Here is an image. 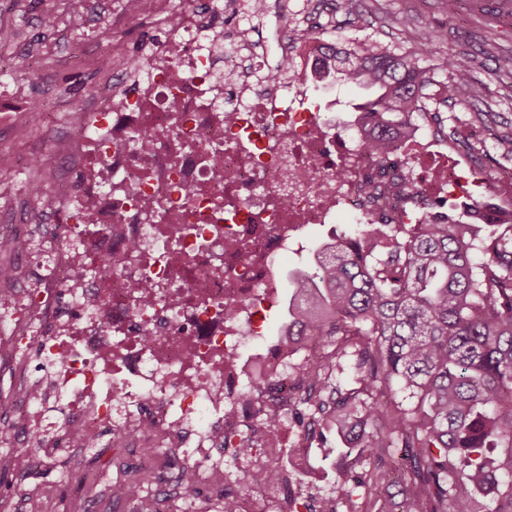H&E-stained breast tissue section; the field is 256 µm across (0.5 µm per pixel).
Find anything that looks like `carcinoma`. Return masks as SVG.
Masks as SVG:
<instances>
[{
    "instance_id": "obj_1",
    "label": "carcinoma",
    "mask_w": 512,
    "mask_h": 512,
    "mask_svg": "<svg viewBox=\"0 0 512 512\" xmlns=\"http://www.w3.org/2000/svg\"><path fill=\"white\" fill-rule=\"evenodd\" d=\"M403 54L376 41L336 43L324 78L371 94L368 147L411 133L426 114L427 48L446 39L422 27ZM477 57L450 55L455 74ZM445 97L473 95L462 79ZM314 259L287 274L285 318L274 350L294 353L306 338L321 356L300 364L286 408H268L254 429L271 444L281 427L341 444L325 500L361 512H512V217L474 224H364L320 243ZM250 395L271 386L254 361Z\"/></svg>"
}]
</instances>
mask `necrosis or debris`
Returning <instances> with one entry per match:
<instances>
[{"instance_id": "1", "label": "necrosis or debris", "mask_w": 512, "mask_h": 512, "mask_svg": "<svg viewBox=\"0 0 512 512\" xmlns=\"http://www.w3.org/2000/svg\"><path fill=\"white\" fill-rule=\"evenodd\" d=\"M237 0H132V19L165 40L98 56L97 88L68 115L57 149L38 164L41 192L19 190L34 250L26 275L7 271L0 296V364L12 393L0 414L19 441L16 462L67 447L143 449L147 472L179 449L177 478L214 484L257 404L241 397L236 364L273 329L274 265L312 224H444L443 206H473L465 154L425 119L396 139L387 162L409 173L415 198L365 189L377 160L362 116L340 121L313 89L328 40L322 0L300 31H270L276 52L246 33L226 43L214 20ZM118 266L90 280L101 255ZM147 285L134 299L136 285ZM233 316H225L226 308ZM287 438L245 455L235 512H288L276 497Z\"/></svg>"}]
</instances>
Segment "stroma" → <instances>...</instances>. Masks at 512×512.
I'll return each mask as SVG.
<instances>
[{"mask_svg": "<svg viewBox=\"0 0 512 512\" xmlns=\"http://www.w3.org/2000/svg\"><path fill=\"white\" fill-rule=\"evenodd\" d=\"M331 22L325 36L334 40H375L397 52L414 47L415 34L423 24L446 29L445 42L431 46L421 63L430 67L434 82L427 90V108L444 125L463 132L476 151H488V195L512 198V147L498 143L489 128L512 131V0H463L456 15L444 10V0H332ZM83 17L80 26L60 22L44 28L39 19L42 0H0V19L15 24L19 35L0 46V168L11 171L15 183L29 184L32 168L17 167L21 157L37 158L62 135L58 125L32 122L17 128L16 115L28 111L32 97L55 93L67 87L68 94L56 110L66 114L81 103L97 85L94 57L112 49V28L124 29L127 41L139 37L137 23L126 16V0H78ZM469 54L479 60L466 74L474 96L461 106L441 94L449 74L441 68L443 58ZM143 460L134 449L101 448L84 454L56 452L40 466L22 471L0 472V500L11 501V512H31L35 491L57 482L50 512H70L71 471L95 475L97 495L89 512H113V471L132 473Z\"/></svg>", "mask_w": 512, "mask_h": 512, "instance_id": "35a3bbf8", "label": "stroma"}]
</instances>
